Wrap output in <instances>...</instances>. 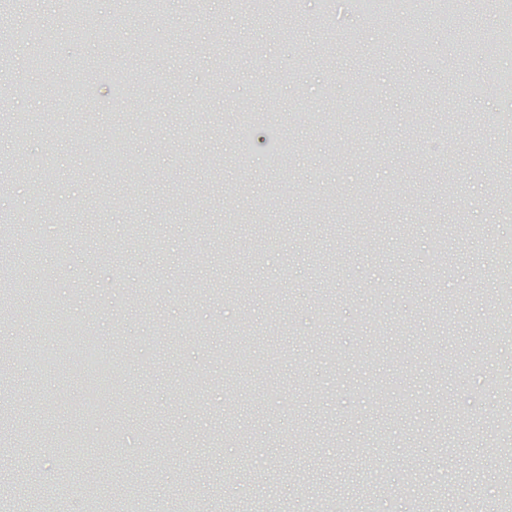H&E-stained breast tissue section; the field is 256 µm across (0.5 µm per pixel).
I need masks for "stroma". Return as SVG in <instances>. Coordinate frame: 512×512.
<instances>
[{
    "label": "stroma",
    "instance_id": "35a3bbf8",
    "mask_svg": "<svg viewBox=\"0 0 512 512\" xmlns=\"http://www.w3.org/2000/svg\"><path fill=\"white\" fill-rule=\"evenodd\" d=\"M416 12L398 0L379 28L350 0L285 17L169 0L153 19L101 0L88 25L63 0H22L0 79V213L41 251L27 308L51 291L62 325L90 322L131 357L87 418L73 379H31L15 342L60 359L76 340L0 321V419L24 418L0 444L1 496L51 512L64 484L70 512H127L95 482L106 465L127 489L151 471L145 512L181 497L193 512H493L512 450L488 427L512 406L496 389L512 374L497 288L512 100L463 36L468 7L459 35L427 27L460 61L445 71L406 38ZM117 64L135 76L123 100ZM460 110L469 124L439 142ZM14 116L34 126L25 140ZM291 139L304 148L288 159ZM247 218L279 227L259 261ZM132 224L147 234L130 240ZM434 224L476 231L441 241Z\"/></svg>",
    "mask_w": 512,
    "mask_h": 512
}]
</instances>
